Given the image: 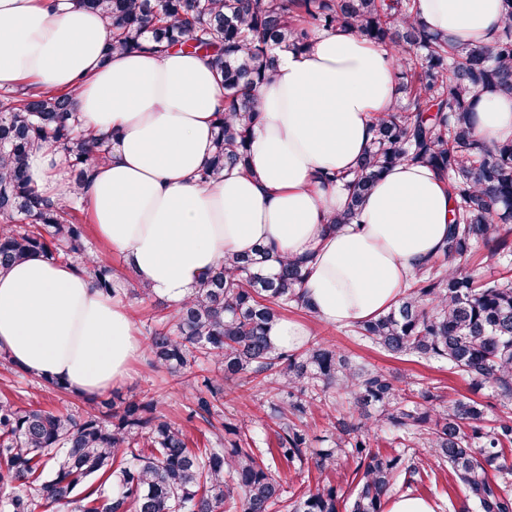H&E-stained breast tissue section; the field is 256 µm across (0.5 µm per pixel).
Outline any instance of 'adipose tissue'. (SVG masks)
<instances>
[{
    "label": "adipose tissue",
    "instance_id": "1",
    "mask_svg": "<svg viewBox=\"0 0 512 512\" xmlns=\"http://www.w3.org/2000/svg\"><path fill=\"white\" fill-rule=\"evenodd\" d=\"M433 31L489 45L503 0H417ZM110 28L73 0H0V88L33 78L74 94L83 127L109 148L83 201L132 278L171 303L191 297L226 254L258 246L307 258L306 297L331 324L365 321L397 305L437 255L453 203L447 183L408 162L386 172L352 223L329 230L347 191L325 183L368 150L372 121L402 97L394 55L347 30L317 33L305 49L275 53L271 81L252 90L260 114L249 173L217 183L196 173L214 151L224 85L211 58L173 49L108 51ZM476 136L512 141V98L485 92ZM41 196L66 204L73 188L61 149L27 160ZM141 342L120 297L93 288L72 262L41 254L0 272V352L23 370L94 398L123 382Z\"/></svg>",
    "mask_w": 512,
    "mask_h": 512
}]
</instances>
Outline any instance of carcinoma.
I'll return each mask as SVG.
<instances>
[{
    "instance_id": "cac0c4a2",
    "label": "carcinoma",
    "mask_w": 512,
    "mask_h": 512,
    "mask_svg": "<svg viewBox=\"0 0 512 512\" xmlns=\"http://www.w3.org/2000/svg\"><path fill=\"white\" fill-rule=\"evenodd\" d=\"M112 26L107 52L190 49L214 59L225 91L217 114V149L198 171L206 183L224 167L247 170L251 131L259 119L250 89L273 70V50L303 49L319 31L343 28L396 52L407 103L374 122V139L344 180L350 196L330 221L355 218L373 184L389 167L415 162L448 181L453 200L443 251L417 272L403 299L354 332L389 355L445 362L461 371L476 394L496 389L502 414L483 425L485 406L428 388L416 399L380 369L357 367L335 345L316 342L299 352L270 336L291 307L312 312L302 288L305 261L259 246L226 257L201 279L193 297L148 325L151 365L181 378L191 412L205 420L224 397V381L268 373L277 401L269 417L278 453L319 472L341 453L356 459L355 483L344 491L317 484L288 495L273 462L244 430L229 448H193L183 429L157 412L158 401L115 394L101 410L21 408L0 397V512H31L33 500L71 512H383L397 478L421 473L426 458L400 449L423 445L448 464L465 489L459 512H512L507 478L512 459V277L475 279L463 266L474 248L491 262L512 254V141L487 146L474 133V99L492 89L512 97V0L491 45L462 44L431 31L415 0H75ZM73 93L29 85L0 97V269L32 253L81 262L93 285L116 293L123 285L145 300L148 289L86 253V233L72 206L54 203L30 185L27 159L46 141L60 146L81 189L103 144L80 131ZM347 394L358 416L336 425L335 447L308 456L296 424L315 401ZM396 431V447L370 446L378 430Z\"/></svg>"
}]
</instances>
